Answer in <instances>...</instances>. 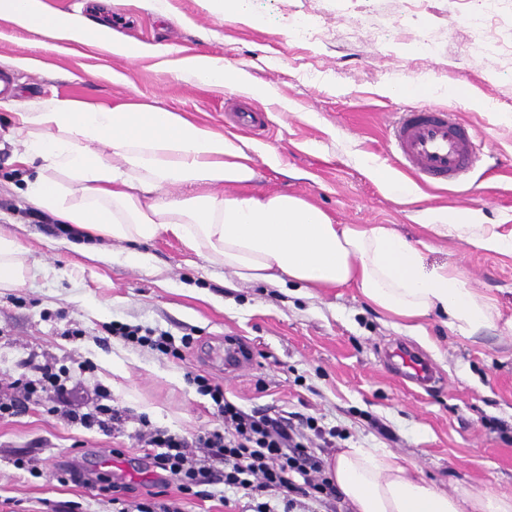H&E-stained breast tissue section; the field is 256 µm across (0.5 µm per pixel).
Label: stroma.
Masks as SVG:
<instances>
[{
    "instance_id": "1",
    "label": "stroma",
    "mask_w": 512,
    "mask_h": 512,
    "mask_svg": "<svg viewBox=\"0 0 512 512\" xmlns=\"http://www.w3.org/2000/svg\"><path fill=\"white\" fill-rule=\"evenodd\" d=\"M49 9L106 17L138 43L173 56L205 54L245 69L275 88L279 102L245 99L227 88L198 86L164 70L160 58L113 56L97 42L49 40L0 17V57L27 59L14 69L16 93L0 100V222L23 225L40 272L23 287L0 290V375H19L28 355L81 369L87 389H106L130 417L125 432L105 434L53 413L51 396L0 420V512H115L108 496L60 485L57 468L76 461L100 468L117 450V468L137 497L155 480L129 433L139 417L192 437L216 423L213 403L186 371L224 387L243 410L273 407L323 418L350 442L387 448L442 490L460 482L512 493V254L457 239L436 243L425 265L463 272L499 317L478 336L450 331L443 317L424 325L429 343L369 306L351 287L325 291L247 283L229 289L206 255L163 236L138 245L107 242L113 252L149 253L148 266L86 260L58 246L52 224H31L14 156L23 146L15 113L53 95L100 105L118 99L180 112L219 132L273 147L281 164L258 163L257 189L303 195L344 224H390L420 238L417 208H447L478 224L512 229V0L481 26L475 0H252L254 21L211 15L202 0H168L161 18L148 0H44ZM303 18L325 34L294 37ZM434 38L421 50L419 34ZM453 105L479 136L473 171L461 182L425 187L419 207L389 196L364 169L370 157L394 169L386 141L392 112ZM110 322L190 336L183 359L119 337L101 341ZM80 327L81 339L66 337ZM238 338L252 367L218 369L213 351ZM407 345L430 361L428 388L403 385L387 357Z\"/></svg>"
}]
</instances>
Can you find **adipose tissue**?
I'll return each mask as SVG.
<instances>
[{
    "label": "adipose tissue",
    "instance_id": "adipose-tissue-1",
    "mask_svg": "<svg viewBox=\"0 0 512 512\" xmlns=\"http://www.w3.org/2000/svg\"><path fill=\"white\" fill-rule=\"evenodd\" d=\"M0 15L56 41L95 39L126 59L164 58L167 68L197 85L229 87L255 98L273 93L221 59H171L167 48L125 41L80 14L49 11L43 0H0ZM16 124L24 148L15 161L38 168L37 177L25 183L26 199L58 223L83 229L70 246L89 261L119 257L147 265V253L117 256L100 243H146L166 234L228 271V288L240 282L350 285L420 337L426 334L422 318L434 312L466 338L495 321L489 299L467 288L462 274L426 271L428 241H410L387 224L337 223L299 195L252 192L256 157L279 165L276 152L265 145L129 101L106 107L55 96L17 113ZM419 218L434 237L512 254V232L500 233L495 225L452 219L441 208L422 210ZM25 253L13 225L1 224L0 290L35 276ZM325 467L350 512H512V494L462 482L440 490L385 448L349 443L327 457Z\"/></svg>",
    "mask_w": 512,
    "mask_h": 512
}]
</instances>
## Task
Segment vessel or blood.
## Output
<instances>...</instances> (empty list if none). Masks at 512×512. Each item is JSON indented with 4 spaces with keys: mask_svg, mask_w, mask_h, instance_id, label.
I'll return each instance as SVG.
<instances>
[{
    "mask_svg": "<svg viewBox=\"0 0 512 512\" xmlns=\"http://www.w3.org/2000/svg\"><path fill=\"white\" fill-rule=\"evenodd\" d=\"M387 143L398 166L419 182L440 185L459 181L471 171L478 135L460 121L454 107L426 105L395 112ZM400 374L407 381L429 380L430 369L413 353H398Z\"/></svg>",
    "mask_w": 512,
    "mask_h": 512,
    "instance_id": "obj_1",
    "label": "vessel or blood"
}]
</instances>
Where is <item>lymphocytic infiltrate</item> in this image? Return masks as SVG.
Instances as JSON below:
<instances>
[{
  "label": "lymphocytic infiltrate",
  "mask_w": 512,
  "mask_h": 512,
  "mask_svg": "<svg viewBox=\"0 0 512 512\" xmlns=\"http://www.w3.org/2000/svg\"><path fill=\"white\" fill-rule=\"evenodd\" d=\"M24 372L0 377V419L18 413L36 393L52 394L54 410L69 422L111 433L128 420L125 411L106 402L102 389L87 391L69 369L35 358L23 361ZM187 378L209 395L219 419L216 427L186 438L140 420L132 437L162 485H175L180 494L200 499L209 486L254 500L253 512H344L335 483L327 476L322 452L337 447L339 430L320 418L284 415L272 407L244 411L227 400L221 385L204 375ZM60 484L73 483L91 492L108 491L119 512H182L178 501L158 500L156 492L125 508L131 484L114 481L103 486L73 464L59 468Z\"/></svg>",
  "instance_id": "f902f5d3"
}]
</instances>
